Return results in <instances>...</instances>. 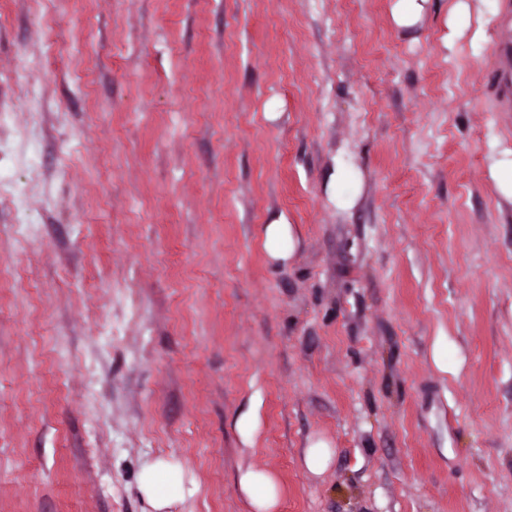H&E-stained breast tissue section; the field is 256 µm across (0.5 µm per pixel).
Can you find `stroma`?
I'll list each match as a JSON object with an SVG mask.
<instances>
[{"mask_svg":"<svg viewBox=\"0 0 512 512\" xmlns=\"http://www.w3.org/2000/svg\"><path fill=\"white\" fill-rule=\"evenodd\" d=\"M392 5L0 0V512H512V7ZM392 16L398 27H411L422 17L429 0H394ZM327 193L338 208H351L358 194V175L346 167L343 162H336L335 169L326 185ZM264 248L267 255L275 261H286L294 252V235L291 224L285 217L265 224ZM333 449L323 439H310L304 450L305 466L314 474L323 473L329 466ZM196 487L195 478L173 457L146 461L138 475V490L153 512H165L175 502L191 496ZM239 487L252 512H276L280 501V484L268 470L249 468L241 473Z\"/></svg>","mask_w":512,"mask_h":512,"instance_id":"obj_1","label":"stroma"}]
</instances>
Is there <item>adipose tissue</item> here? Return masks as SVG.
Masks as SVG:
<instances>
[{"label": "adipose tissue", "instance_id": "ef3b65f1", "mask_svg": "<svg viewBox=\"0 0 512 512\" xmlns=\"http://www.w3.org/2000/svg\"><path fill=\"white\" fill-rule=\"evenodd\" d=\"M197 484L185 465L176 458L146 461L138 475V490L153 512L169 508L192 495ZM239 487L251 512H276L280 501V484L268 470L250 468L241 473Z\"/></svg>", "mask_w": 512, "mask_h": 512}]
</instances>
